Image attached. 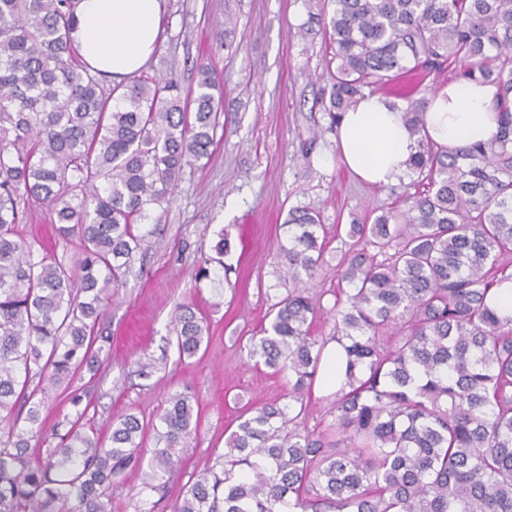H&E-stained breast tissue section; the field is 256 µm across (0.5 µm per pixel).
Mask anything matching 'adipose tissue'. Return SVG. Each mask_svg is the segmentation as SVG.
Wrapping results in <instances>:
<instances>
[{"label": "adipose tissue", "mask_w": 512, "mask_h": 512, "mask_svg": "<svg viewBox=\"0 0 512 512\" xmlns=\"http://www.w3.org/2000/svg\"><path fill=\"white\" fill-rule=\"evenodd\" d=\"M75 12L74 38L83 61L118 80L136 74L153 54L162 32L164 0H78ZM496 97L491 83H449L430 98L426 134L451 150L498 139ZM414 148L397 99L380 93H364L343 112L336 128L340 159L370 184L399 181Z\"/></svg>", "instance_id": "obj_1"}]
</instances>
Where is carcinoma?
<instances>
[{
	"label": "carcinoma",
	"mask_w": 512,
	"mask_h": 512,
	"mask_svg": "<svg viewBox=\"0 0 512 512\" xmlns=\"http://www.w3.org/2000/svg\"><path fill=\"white\" fill-rule=\"evenodd\" d=\"M76 0H0V512H112L111 489L141 474L135 512L200 424L171 393L154 418H112L108 437L84 419V373L96 375L110 337L105 302L163 224L185 167L209 157L221 126L215 71L186 93L172 78L118 82L77 60ZM315 23L336 63L332 119L364 90L407 101L415 151L402 209L351 224L337 264L329 337L311 282L323 262L318 212L288 211L276 264L291 286L247 357L288 380L287 402L251 406L224 453L191 476L173 512H512V316L494 301L512 282V0H323ZM497 86L496 142L452 152L424 128L425 76ZM48 208L68 262L16 229L23 207ZM228 238L218 258L224 265ZM171 323L178 360L209 333L189 305ZM344 350L333 422L305 427L325 348ZM75 414L45 412L59 386ZM152 458L144 465L148 441ZM45 456L32 458L33 447Z\"/></svg>",
	"instance_id": "1"
}]
</instances>
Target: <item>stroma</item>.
Returning <instances> with one entry per match:
<instances>
[{
  "mask_svg": "<svg viewBox=\"0 0 512 512\" xmlns=\"http://www.w3.org/2000/svg\"><path fill=\"white\" fill-rule=\"evenodd\" d=\"M314 9L310 0H165L162 42L144 70L174 73L187 89L196 85L198 65L208 64L221 77L224 132L209 158L185 168L162 244L145 248L143 270L105 306L101 331L112 344L105 369L90 383L96 401L89 410L105 436L115 414L149 418L167 394L191 396L199 430L167 475L155 512H171L189 477L213 463L244 406L284 398V379L248 364L241 340L259 330L285 292L274 250L289 209L320 213L327 245L311 286L328 308L346 248L337 225L363 223L372 210L400 203V185L359 182L336 155L326 67L332 50L321 29L302 32ZM228 13L236 20L229 32L222 25ZM223 229L231 243L224 281L196 280ZM19 231L66 260L78 256V239L55 238L41 205L30 206ZM180 304L195 305L210 326L203 352L170 358L143 385L129 386L126 375L139 360L173 342L171 315Z\"/></svg>",
  "mask_w": 512,
  "mask_h": 512,
  "instance_id": "1",
  "label": "stroma"
}]
</instances>
